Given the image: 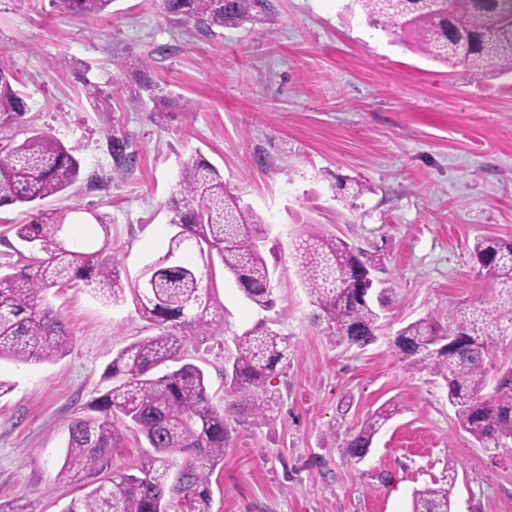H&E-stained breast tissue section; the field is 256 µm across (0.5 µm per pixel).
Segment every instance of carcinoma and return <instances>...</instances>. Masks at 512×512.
<instances>
[{
  "instance_id": "obj_1",
  "label": "carcinoma",
  "mask_w": 512,
  "mask_h": 512,
  "mask_svg": "<svg viewBox=\"0 0 512 512\" xmlns=\"http://www.w3.org/2000/svg\"><path fill=\"white\" fill-rule=\"evenodd\" d=\"M382 30L440 64L464 66L475 78L512 74V0H361ZM112 0H57V6L85 19L104 13ZM165 14L179 24L216 34L226 26L263 14L275 25L268 0H161ZM9 55L0 51V206L29 205L66 191L80 175L72 150L46 131H34L21 143L25 112ZM112 173L135 163L131 142L108 135ZM172 224L185 236L170 237L164 254L148 263L131 284L107 257L109 224L94 215L103 232L101 247L91 249L74 234L68 215L79 211L36 209L27 224L14 225L16 237L46 254L31 267L0 274V360L53 362L72 342L61 315L44 305L52 288L81 284L105 304L132 297L136 311L158 330L121 349L108 364L115 381L91 405L97 416L69 424L60 474L91 480V490L64 512H210V490L199 482L195 462L224 458L226 421L241 416L267 425L279 413L280 396L268 387L277 365L286 359L285 339L262 321L235 338L236 354L224 368L233 401L219 408L208 392L204 370L183 361L190 339L224 334V318L214 310L203 271L220 262L245 298L269 311L276 305L274 284L262 250L256 245L264 220L238 204L211 163L191 157L183 163L177 196L171 199ZM301 277L318 319L339 345L363 349L377 339L378 308L386 289L368 295L369 275L382 272L378 254L354 246L321 228L293 244ZM479 276L507 291L508 304L491 310L459 306L448 310V328L427 316L401 327L393 340L406 367L444 381L458 427L483 448L512 439V368L501 373L493 391L487 359L495 337L512 329V236H480L472 247ZM397 413L386 404L365 418L343 442L342 453L358 465L376 434ZM142 437L153 452L135 472L117 469L104 479L112 450L127 431ZM183 456L177 484L166 489L176 457ZM456 465L448 463V483L416 489L411 512H451Z\"/></svg>"
}]
</instances>
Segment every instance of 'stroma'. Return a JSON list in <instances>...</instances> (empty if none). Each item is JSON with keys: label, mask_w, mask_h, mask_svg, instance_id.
<instances>
[{"label": "stroma", "mask_w": 512, "mask_h": 512, "mask_svg": "<svg viewBox=\"0 0 512 512\" xmlns=\"http://www.w3.org/2000/svg\"><path fill=\"white\" fill-rule=\"evenodd\" d=\"M270 2L272 30L256 21L212 36L177 27L159 0H114L91 21L51 0H0V49L26 125L82 160L81 179L41 206L68 210L95 244L105 239L94 217L105 216L108 253L126 280L166 251L169 202L191 156L213 164L269 225L262 252L279 257L275 308L251 305L216 267L206 284L224 335L185 348L221 405L236 335L264 320L288 343L270 378L276 421H229L223 459L196 464L210 512H410L413 491L443 480L452 463V512H512V447L484 448L460 431L444 382L407 369L391 345L410 321L494 303L471 248L483 235L512 236V77L478 80L393 43L359 0ZM88 80L110 111L89 104ZM111 130L131 138L135 166L94 188L87 176L112 171ZM350 179L363 194L339 200L338 181ZM30 218L29 207L0 208V273L30 263L13 230ZM307 220L380 249L388 304L374 344L336 345L315 321L293 251ZM46 303L73 340L67 355L0 361V379L14 385L0 398V500L29 512H63L81 495L80 483L58 476L68 425L110 388L113 355L152 333L133 303L105 305L82 288L51 289ZM389 401L400 414L363 463H348L345 433Z\"/></svg>", "instance_id": "stroma-1"}]
</instances>
